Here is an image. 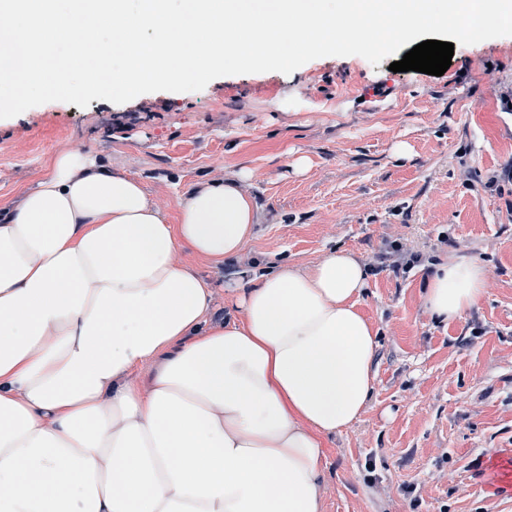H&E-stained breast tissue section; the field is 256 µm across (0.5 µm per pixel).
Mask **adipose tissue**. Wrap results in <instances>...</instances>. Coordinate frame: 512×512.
Returning <instances> with one entry per match:
<instances>
[{"label":"adipose tissue","instance_id":"obj_1","mask_svg":"<svg viewBox=\"0 0 512 512\" xmlns=\"http://www.w3.org/2000/svg\"><path fill=\"white\" fill-rule=\"evenodd\" d=\"M240 181L194 184L173 222L73 148L0 214V512H323L324 440L374 388L370 271L336 247L257 263L213 320L179 254L239 258L258 222ZM484 282L478 260L438 266L425 307L459 319Z\"/></svg>","mask_w":512,"mask_h":512}]
</instances>
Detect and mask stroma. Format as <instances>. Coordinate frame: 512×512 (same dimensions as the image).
<instances>
[{"label": "stroma", "instance_id": "35a3bbf8", "mask_svg": "<svg viewBox=\"0 0 512 512\" xmlns=\"http://www.w3.org/2000/svg\"><path fill=\"white\" fill-rule=\"evenodd\" d=\"M73 147L171 214L191 185L243 175L253 237L232 264L193 262L217 320L225 282L257 261L304 267L344 247L370 265L394 241L421 253L409 273L373 274L359 302L378 332L375 390L324 441L323 512H512V482L486 476L512 466V36L455 45L439 77L327 56L199 91L32 107L0 119V209ZM470 259L486 270L482 299L432 319L429 275Z\"/></svg>", "mask_w": 512, "mask_h": 512}]
</instances>
